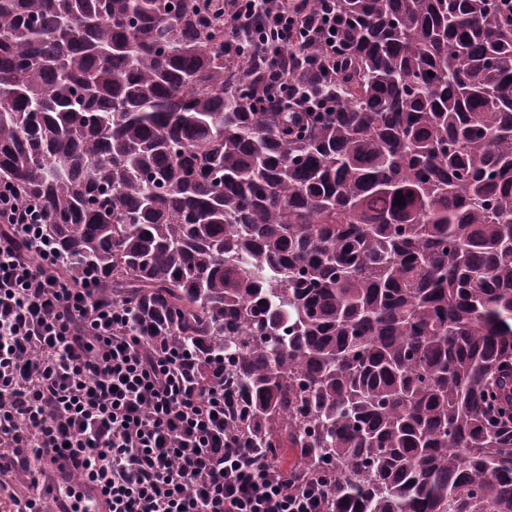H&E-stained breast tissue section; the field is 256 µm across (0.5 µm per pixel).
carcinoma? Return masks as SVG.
Returning <instances> with one entry per match:
<instances>
[{"mask_svg":"<svg viewBox=\"0 0 512 512\" xmlns=\"http://www.w3.org/2000/svg\"><path fill=\"white\" fill-rule=\"evenodd\" d=\"M332 8L290 112L191 0H0V183L327 512H512V0Z\"/></svg>","mask_w":512,"mask_h":512,"instance_id":"1","label":"carcinoma"}]
</instances>
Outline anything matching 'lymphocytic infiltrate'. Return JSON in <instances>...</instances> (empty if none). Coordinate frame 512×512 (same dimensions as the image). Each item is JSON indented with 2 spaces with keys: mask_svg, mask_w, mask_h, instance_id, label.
I'll return each mask as SVG.
<instances>
[{
  "mask_svg": "<svg viewBox=\"0 0 512 512\" xmlns=\"http://www.w3.org/2000/svg\"><path fill=\"white\" fill-rule=\"evenodd\" d=\"M269 40L317 32L336 51L326 0H278ZM39 208L0 185V512H42L48 469L94 483L108 512H326L327 486L284 472L230 436L234 396L173 343L130 333L97 279L65 277Z\"/></svg>",
  "mask_w": 512,
  "mask_h": 512,
  "instance_id": "lymphocytic-infiltrate-1",
  "label": "lymphocytic infiltrate"
}]
</instances>
